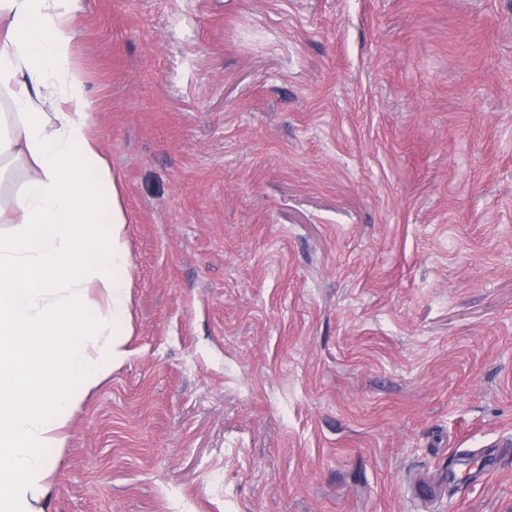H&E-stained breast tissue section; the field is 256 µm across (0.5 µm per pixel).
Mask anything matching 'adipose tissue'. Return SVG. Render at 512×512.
I'll list each match as a JSON object with an SVG mask.
<instances>
[{
	"label": "adipose tissue",
	"instance_id": "adipose-tissue-1",
	"mask_svg": "<svg viewBox=\"0 0 512 512\" xmlns=\"http://www.w3.org/2000/svg\"><path fill=\"white\" fill-rule=\"evenodd\" d=\"M71 0H0V89L15 109L0 154L24 157L28 180L0 233V512H34L62 447L68 413L104 365L86 345L108 332L109 363L126 350V218L90 123L73 59ZM109 187L111 208L99 192Z\"/></svg>",
	"mask_w": 512,
	"mask_h": 512
}]
</instances>
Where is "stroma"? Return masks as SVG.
I'll return each mask as SVG.
<instances>
[{
    "label": "stroma",
    "instance_id": "35a3bbf8",
    "mask_svg": "<svg viewBox=\"0 0 512 512\" xmlns=\"http://www.w3.org/2000/svg\"><path fill=\"white\" fill-rule=\"evenodd\" d=\"M73 17L128 355L36 512H512V0Z\"/></svg>",
    "mask_w": 512,
    "mask_h": 512
}]
</instances>
